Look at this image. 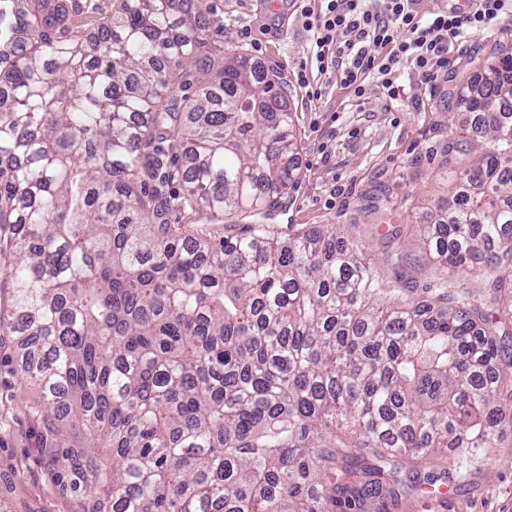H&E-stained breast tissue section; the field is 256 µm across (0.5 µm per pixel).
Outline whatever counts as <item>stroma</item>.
I'll return each mask as SVG.
<instances>
[{"label": "stroma", "instance_id": "1", "mask_svg": "<svg viewBox=\"0 0 512 512\" xmlns=\"http://www.w3.org/2000/svg\"><path fill=\"white\" fill-rule=\"evenodd\" d=\"M206 2L225 51L261 58L288 89L300 177L283 206L257 223L336 226L366 245L390 282L397 271L387 244L395 231L412 259L405 276L419 285L434 278L415 227L429 223L448 197L446 148L459 139L462 121L456 100L489 58L512 50V11H503L494 31L455 42L432 80L399 64L400 99L389 98L373 77L356 97L336 71L321 77L322 95L312 99L299 81L309 36L288 0ZM14 346L13 337L0 334V512H89L92 501L68 449L24 397ZM482 454L488 464L474 484L444 503L406 494L385 512H512V447Z\"/></svg>", "mask_w": 512, "mask_h": 512}]
</instances>
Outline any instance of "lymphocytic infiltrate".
Returning <instances> with one entry per match:
<instances>
[{
	"label": "lymphocytic infiltrate",
	"mask_w": 512,
	"mask_h": 512,
	"mask_svg": "<svg viewBox=\"0 0 512 512\" xmlns=\"http://www.w3.org/2000/svg\"><path fill=\"white\" fill-rule=\"evenodd\" d=\"M294 10L310 34L307 62L318 74L336 69L342 84L355 96H363L370 75H377L392 97L404 89L397 83L395 67L412 62L418 75L433 78L448 59L449 41L469 30L490 31L507 0H478L476 10L461 15L438 10L418 14L420 0H291ZM383 50V57L369 55V47Z\"/></svg>",
	"instance_id": "obj_1"
}]
</instances>
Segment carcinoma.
I'll return each mask as SVG.
<instances>
[{
	"label": "carcinoma",
	"mask_w": 512,
	"mask_h": 512,
	"mask_svg": "<svg viewBox=\"0 0 512 512\" xmlns=\"http://www.w3.org/2000/svg\"><path fill=\"white\" fill-rule=\"evenodd\" d=\"M202 2L0 14L22 34L0 39V331L35 409L98 512H366L473 484L512 432V53L457 100L448 151L476 157L420 225L442 275L399 299L334 227L235 223L282 206L297 135ZM186 210L209 222L168 223ZM472 256L483 285L452 286Z\"/></svg>",
	"instance_id": "obj_1"
}]
</instances>
